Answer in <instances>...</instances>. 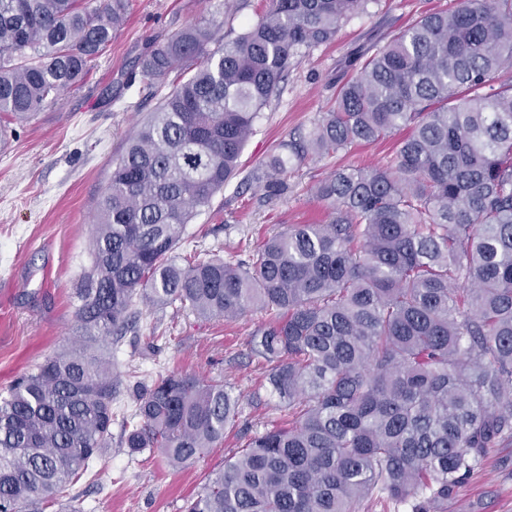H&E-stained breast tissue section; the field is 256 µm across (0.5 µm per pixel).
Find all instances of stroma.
Wrapping results in <instances>:
<instances>
[{
  "instance_id": "obj_1",
  "label": "stroma",
  "mask_w": 512,
  "mask_h": 512,
  "mask_svg": "<svg viewBox=\"0 0 512 512\" xmlns=\"http://www.w3.org/2000/svg\"><path fill=\"white\" fill-rule=\"evenodd\" d=\"M453 0H373L344 21L333 43L298 58L280 94L263 109L241 155L240 171L186 227L182 250L247 256L257 239L291 224H320L326 208L315 185L337 168L389 162L399 136L313 157L295 166L288 190L264 191V161L308 133L336 105L353 74L345 62L372 53L399 29ZM267 0H130L124 26L88 79L33 118L6 126L0 150V397L15 381L76 340L74 292L90 265L95 207L123 151L158 98L130 83L131 66L150 43L195 24L218 27L225 41L254 25ZM137 323L112 347L124 384L112 402V448L69 493L80 512H184L208 480L254 436L287 425L288 408L263 387V360L247 342L269 316L254 311L227 321L137 300ZM170 371L221 381L241 397V417L200 460L175 468L157 452L120 447L121 424L135 405V382ZM438 512H512V444L490 449Z\"/></svg>"
}]
</instances>
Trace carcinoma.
I'll list each match as a JSON object with an SVG mask.
<instances>
[{
	"instance_id": "cac0c4a2",
	"label": "carcinoma",
	"mask_w": 512,
	"mask_h": 512,
	"mask_svg": "<svg viewBox=\"0 0 512 512\" xmlns=\"http://www.w3.org/2000/svg\"><path fill=\"white\" fill-rule=\"evenodd\" d=\"M371 0H269L234 41L195 25L135 64L172 88L112 162L92 266L76 289L82 343L0 399V512L57 506L112 442V351L135 299L235 320L270 313L249 353L292 411L255 436L185 512H355L387 497L433 512L489 449L512 442V0H455L392 36L336 107L265 163V187L316 154L404 131L386 164L315 187L326 224H290L245 259L175 254L194 212L237 173L297 57ZM129 0H0V113L24 122L82 83ZM239 417L229 386L170 372L137 386L130 452L175 467Z\"/></svg>"
}]
</instances>
